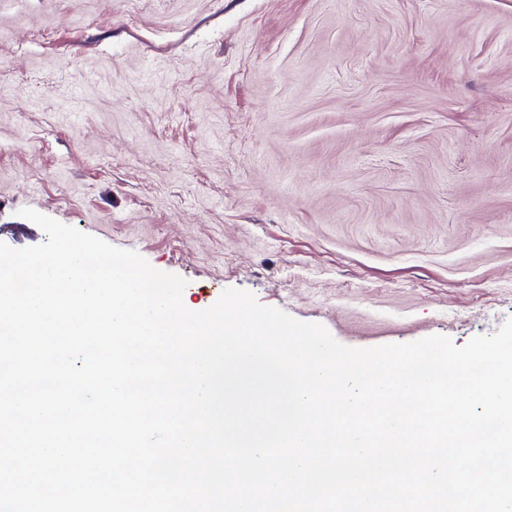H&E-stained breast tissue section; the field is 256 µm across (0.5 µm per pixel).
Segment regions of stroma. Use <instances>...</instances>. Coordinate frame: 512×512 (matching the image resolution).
<instances>
[{"label":"stroma","instance_id":"stroma-1","mask_svg":"<svg viewBox=\"0 0 512 512\" xmlns=\"http://www.w3.org/2000/svg\"><path fill=\"white\" fill-rule=\"evenodd\" d=\"M42 38L33 39L34 30ZM30 207L342 345L512 318V0H0V242Z\"/></svg>","mask_w":512,"mask_h":512}]
</instances>
